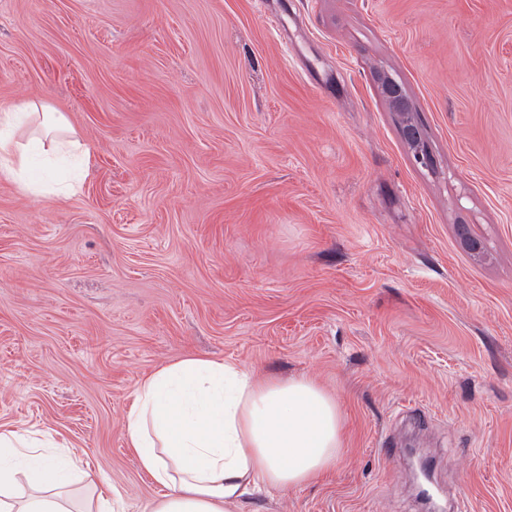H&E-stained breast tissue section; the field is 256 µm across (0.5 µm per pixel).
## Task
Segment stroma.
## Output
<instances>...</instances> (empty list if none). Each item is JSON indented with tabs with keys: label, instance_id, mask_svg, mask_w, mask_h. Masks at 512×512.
<instances>
[{
	"label": "stroma",
	"instance_id": "1",
	"mask_svg": "<svg viewBox=\"0 0 512 512\" xmlns=\"http://www.w3.org/2000/svg\"><path fill=\"white\" fill-rule=\"evenodd\" d=\"M33 99L90 156L66 196L0 178V426L139 512L133 393L201 356L344 415L333 471L240 512H428L410 446L512 512V0H0V107ZM382 93L400 124L403 138L414 160L423 167L431 168L432 161L428 153L422 151L421 129L419 130L414 119L405 91L399 87L398 83L386 80L382 84Z\"/></svg>",
	"mask_w": 512,
	"mask_h": 512
}]
</instances>
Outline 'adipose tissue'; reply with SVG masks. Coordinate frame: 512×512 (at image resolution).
I'll return each instance as SVG.
<instances>
[{
  "instance_id": "ef3b65f1",
  "label": "adipose tissue",
  "mask_w": 512,
  "mask_h": 512,
  "mask_svg": "<svg viewBox=\"0 0 512 512\" xmlns=\"http://www.w3.org/2000/svg\"><path fill=\"white\" fill-rule=\"evenodd\" d=\"M88 158L61 113L0 108V177L24 180L28 146ZM127 444L162 490L141 512H237L245 497L285 493L333 470L344 445L336 400L307 376L260 378L242 366L185 357L141 380L125 416ZM86 490L76 502L61 488ZM111 493L55 439L0 427V512H117Z\"/></svg>"
}]
</instances>
